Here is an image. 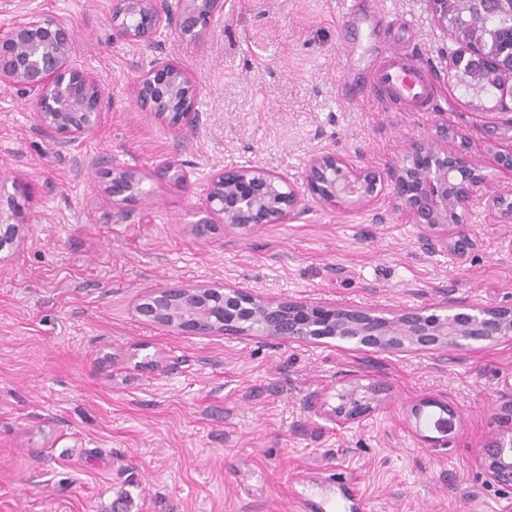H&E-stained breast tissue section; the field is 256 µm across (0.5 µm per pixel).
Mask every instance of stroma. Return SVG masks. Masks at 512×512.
Listing matches in <instances>:
<instances>
[{
  "label": "stroma",
  "instance_id": "obj_1",
  "mask_svg": "<svg viewBox=\"0 0 512 512\" xmlns=\"http://www.w3.org/2000/svg\"><path fill=\"white\" fill-rule=\"evenodd\" d=\"M399 21L364 52L344 47L339 0H224L192 40L162 32L156 51L112 33L111 0H0V25L35 13L75 31L71 62L101 85L95 129L56 149L31 98L0 87V208L27 188L24 243L0 251V512H305L339 473L366 512H503L512 490L489 483L480 449L498 405L512 399V341L463 351L382 353L333 339L196 336L143 322L135 306L159 285H233L253 294L354 307L429 308L453 297L512 307V223L475 201L465 258L424 248L388 195L342 213L316 201L312 155L358 167L402 158L448 123L484 160L488 138L512 145L496 96L448 75L459 43L428 0H383ZM417 60L439 103L421 112L375 99L388 50ZM199 84L198 124L141 111L137 76L152 54ZM172 158L188 180L152 185L118 216L103 188L115 166L151 169ZM259 165L287 176L309 207L249 235L190 225L211 175ZM383 381L387 399L339 425L329 415L345 374ZM461 419L429 447L425 408ZM431 405L432 407L439 408L441 412L446 415V417L440 415L433 423L434 429L441 436H427L426 441L432 442L434 444V448H438L439 446H442L443 448L447 447L448 435L455 431L457 420V415L455 414L454 410L448 406L447 403H440L436 400H432V402L431 400H424L421 403L413 406L411 413L418 421L421 419L424 408L431 407Z\"/></svg>",
  "mask_w": 512,
  "mask_h": 512
}]
</instances>
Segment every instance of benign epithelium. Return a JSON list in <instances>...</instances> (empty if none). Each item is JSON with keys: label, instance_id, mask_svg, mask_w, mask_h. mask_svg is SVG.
<instances>
[{"label": "benign epithelium", "instance_id": "7a95c632", "mask_svg": "<svg viewBox=\"0 0 512 512\" xmlns=\"http://www.w3.org/2000/svg\"><path fill=\"white\" fill-rule=\"evenodd\" d=\"M439 23L463 38L465 16L491 14L502 32L453 56L449 69L471 79L474 93L482 90L480 75L494 64L512 77V0H463L465 12L448 9V0H430ZM224 0H112V28L126 40L150 45L163 27L178 35L195 36L206 28ZM75 34L65 22L33 14L0 26V85L30 96L40 129L59 146L68 145L90 131L105 108L100 84L70 64ZM197 85L189 71L169 58H155L138 77V103L147 112L169 115L172 125L194 126ZM460 141L450 151L448 142ZM487 152L497 166L512 172V147L504 150L489 142ZM307 180L320 203L348 211L370 207L381 190H388L395 211L417 225L423 245L443 247L464 258L475 242L465 229L463 216L480 197L488 216L497 224L512 223V199L487 194L485 167L471 154L458 131L440 124L435 133L411 142L402 159L381 173L358 168L335 153L317 154L308 162ZM104 191L120 211L149 195L145 181L181 183L187 180L182 165L165 159L150 171L115 167ZM307 206L288 178L260 166H226L214 172L204 205L197 211L192 231L206 239L223 224L248 233L269 224L300 218ZM23 212L18 204L10 213L0 210V250L23 242ZM214 289L203 284L187 287L160 285L136 306L146 322L194 335H258L297 343L335 339L385 353L463 350L476 342L512 340V307L487 308L448 299L429 308L379 310L312 300L266 297L234 286L224 287V305L211 303ZM347 374L334 410L345 424L370 415L384 401L386 385L360 384ZM426 407L442 415L433 423L439 436H424L434 447H448L457 415L446 403L424 400L411 413L421 419ZM499 429L484 442L480 464L488 479L512 488V400L497 413Z\"/></svg>", "mask_w": 512, "mask_h": 512}]
</instances>
